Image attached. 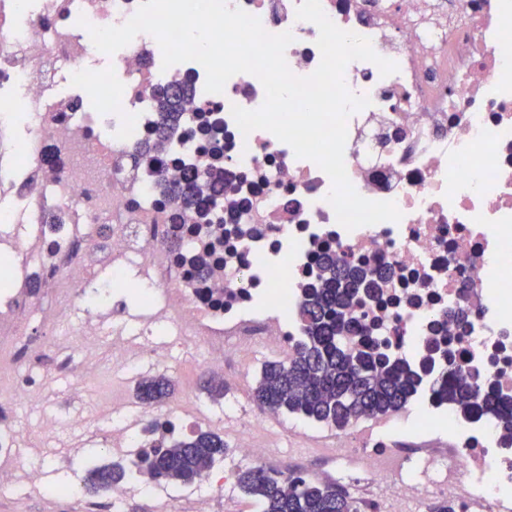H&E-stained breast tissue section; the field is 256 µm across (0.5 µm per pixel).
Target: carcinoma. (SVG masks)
<instances>
[{
	"label": "carcinoma",
	"instance_id": "carcinoma-1",
	"mask_svg": "<svg viewBox=\"0 0 512 512\" xmlns=\"http://www.w3.org/2000/svg\"><path fill=\"white\" fill-rule=\"evenodd\" d=\"M174 94V86L155 93L161 137L174 126L191 101V89ZM208 176L195 168L182 175L170 192L185 208L195 206L200 215L211 213L221 193L208 196ZM364 270L343 257L329 254L319 265L318 285L301 302L304 335L287 361L264 362L253 391L254 401L272 413L288 414L339 428L360 418L396 413L416 400L422 385L421 372L405 361L378 350L374 342L352 349L345 335L357 328L369 333L357 319L346 320L343 311L353 301L369 296L377 287H363ZM174 390L173 381L162 375L143 378L136 386L142 404L158 403ZM434 394L448 403L477 407L493 415L498 427L512 435V399L494 385L473 382L471 373L459 366L449 369ZM227 445L219 434L194 432L152 448H138L126 461L95 465L86 470L83 490L89 495L110 491L137 473L163 485L194 482L224 456ZM237 486L253 497L258 512H359V504L341 486L310 476L292 477L283 472L250 467L238 471Z\"/></svg>",
	"mask_w": 512,
	"mask_h": 512
}]
</instances>
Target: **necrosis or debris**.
Returning <instances> with one entry per match:
<instances>
[{"label": "necrosis or debris", "mask_w": 512, "mask_h": 512, "mask_svg": "<svg viewBox=\"0 0 512 512\" xmlns=\"http://www.w3.org/2000/svg\"><path fill=\"white\" fill-rule=\"evenodd\" d=\"M301 2L226 0L269 33L291 32L287 64L307 76L321 52L317 26L296 17ZM139 3L0 0V142L10 147L0 186L14 200L0 208V224L18 229L0 257V380L14 379V395L38 406L45 353L83 382L101 365L107 331L112 365L123 369L166 363V344L154 340L161 329L190 337L212 369L258 343L290 356L302 334L301 297L320 254L332 251L368 271L391 270L361 313L381 348L427 366L416 404L423 418L336 432L337 458L371 480L360 512H412L423 495L448 497L457 512H512V441L491 415L438 400L429 388L453 364L512 396V0H321L336 26L398 65L386 77L369 61L345 70L350 91L370 100L347 120L348 177L360 195L402 213L352 230L337 222L331 181L313 161L268 131L245 134L236 124L232 106L264 102L255 76L240 73L223 92H206L201 64L163 68L158 42L144 32L114 53L111 71L86 68L97 52L88 25H123ZM66 68L100 111L54 96ZM177 83L193 89L183 123L169 143L138 155L137 144L155 133L153 88ZM203 110L224 127L221 153L199 133ZM188 163L224 173L219 216L194 233L193 215L176 223L178 204L165 190ZM186 254L211 255L209 272L196 275ZM23 270L40 278L43 302L18 286ZM130 290L142 296L134 318L105 300ZM76 314L79 326L50 350L26 342L32 324L57 337ZM99 414L112 423L102 440L114 448L193 428L175 408L150 430L143 409L128 403ZM76 428L88 430L86 416H49L33 430L0 422V496L43 494L42 470L17 451ZM397 432L444 434L448 445L406 456L394 446ZM357 437L366 452H352Z\"/></svg>", "instance_id": "necrosis-or-debris-1"}]
</instances>
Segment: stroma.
<instances>
[{
	"label": "stroma",
	"mask_w": 512,
	"mask_h": 512,
	"mask_svg": "<svg viewBox=\"0 0 512 512\" xmlns=\"http://www.w3.org/2000/svg\"><path fill=\"white\" fill-rule=\"evenodd\" d=\"M171 362L167 368L144 366L128 374L118 373L110 362H103L100 371L75 384L68 375L55 374L42 410L29 407L23 399H15L9 405L11 420L21 426H36L40 415H68L74 412L92 413L101 402L122 403L134 400L135 384L140 378L164 374L177 382V395L192 394L198 406L193 416L202 419V428L223 436L228 449L223 459L214 468L221 471L231 466L235 469L248 467L249 462L241 458L236 448V433L226 420L224 408H218L204 389L205 371L195 364V355L188 342L172 340ZM272 354L264 347H254L249 362H241L235 354H228L223 370L217 371V378L225 374L237 375L238 381L230 386L224 397L226 404L237 403L245 408L254 421L259 436L275 434L277 454L267 462L268 468L288 471L302 470L319 478L336 482L347 491L357 493L361 487L353 476L337 472L332 456L335 444L333 428L312 423L283 414L260 411L251 399L262 364ZM62 441L74 461L64 467L55 458L44 456L43 466L48 483L53 485L79 484L86 465L107 463L120 459L121 454L112 448L100 445L90 435L64 432ZM85 493L46 500L38 496L19 494L9 499L0 498V512H84ZM207 506L208 512H256L253 499L238 487H231L224 493L214 495L208 502H201L198 484L179 487H161L156 490L143 489L129 493L123 502L124 512H198L200 506Z\"/></svg>",
	"instance_id": "obj_1"
}]
</instances>
